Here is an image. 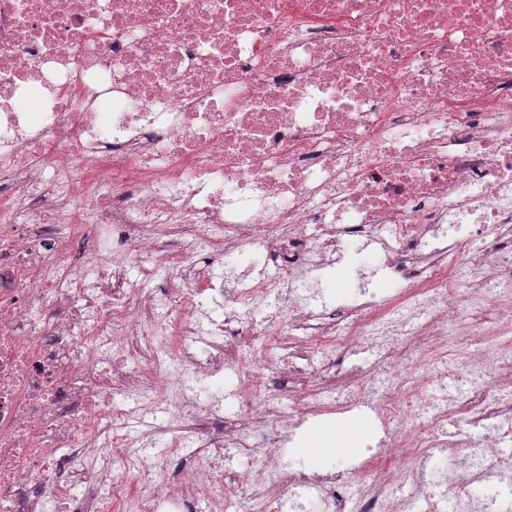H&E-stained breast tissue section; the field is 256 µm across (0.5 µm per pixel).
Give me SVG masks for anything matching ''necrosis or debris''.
<instances>
[{
    "label": "necrosis or debris",
    "instance_id": "obj_1",
    "mask_svg": "<svg viewBox=\"0 0 512 512\" xmlns=\"http://www.w3.org/2000/svg\"><path fill=\"white\" fill-rule=\"evenodd\" d=\"M355 240L395 289L316 323ZM254 245L277 274L225 288ZM227 367L230 432L187 387ZM285 389L373 412L357 494L280 463ZM509 478L512 0H0V512H507Z\"/></svg>",
    "mask_w": 512,
    "mask_h": 512
}]
</instances>
